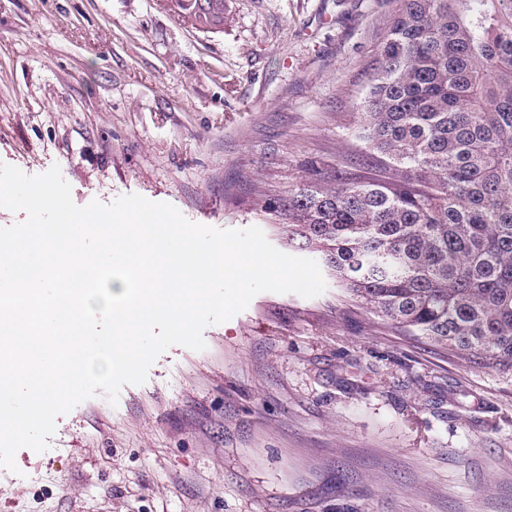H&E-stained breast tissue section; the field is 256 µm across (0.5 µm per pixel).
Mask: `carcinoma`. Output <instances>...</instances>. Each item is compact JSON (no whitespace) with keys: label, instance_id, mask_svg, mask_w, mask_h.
Wrapping results in <instances>:
<instances>
[{"label":"carcinoma","instance_id":"cac0c4a2","mask_svg":"<svg viewBox=\"0 0 512 512\" xmlns=\"http://www.w3.org/2000/svg\"><path fill=\"white\" fill-rule=\"evenodd\" d=\"M175 3L224 26V0ZM356 132L389 176L277 201L288 241L387 328L512 372V0H399Z\"/></svg>","mask_w":512,"mask_h":512}]
</instances>
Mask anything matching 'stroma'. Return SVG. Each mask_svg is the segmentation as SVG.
<instances>
[{
    "instance_id": "35a3bbf8",
    "label": "stroma",
    "mask_w": 512,
    "mask_h": 512,
    "mask_svg": "<svg viewBox=\"0 0 512 512\" xmlns=\"http://www.w3.org/2000/svg\"><path fill=\"white\" fill-rule=\"evenodd\" d=\"M397 0H0V160L84 206L137 193L217 228L337 168ZM0 468V512H512V374L386 328L335 284L263 292ZM176 5L196 28L224 27V0H175Z\"/></svg>"
}]
</instances>
